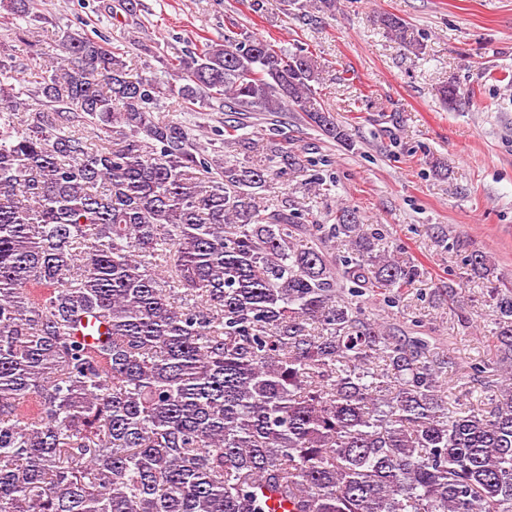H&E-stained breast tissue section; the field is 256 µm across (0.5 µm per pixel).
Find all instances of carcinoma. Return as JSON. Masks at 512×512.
Listing matches in <instances>:
<instances>
[{
  "label": "carcinoma",
  "instance_id": "1",
  "mask_svg": "<svg viewBox=\"0 0 512 512\" xmlns=\"http://www.w3.org/2000/svg\"><path fill=\"white\" fill-rule=\"evenodd\" d=\"M6 8L24 21L35 0ZM380 22L412 45L402 19ZM61 45L24 92L0 63V512H512V386L488 411L452 406V356L358 307H393L419 267L349 206L320 224L263 200L298 174L295 151L214 169L156 114L218 97L237 152L256 149L250 112H300L346 145L319 123L320 61L236 32L166 62L162 85L124 49ZM493 297L483 388L512 371V289Z\"/></svg>",
  "mask_w": 512,
  "mask_h": 512
}]
</instances>
